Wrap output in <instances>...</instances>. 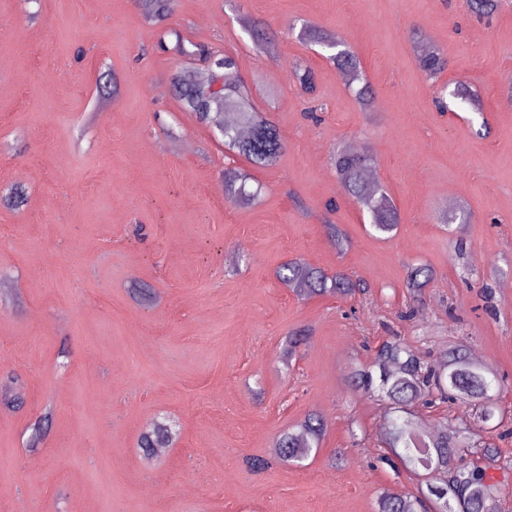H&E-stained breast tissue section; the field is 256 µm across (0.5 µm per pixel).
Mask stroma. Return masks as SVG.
Masks as SVG:
<instances>
[{
	"instance_id": "obj_1",
	"label": "stroma",
	"mask_w": 512,
	"mask_h": 512,
	"mask_svg": "<svg viewBox=\"0 0 512 512\" xmlns=\"http://www.w3.org/2000/svg\"><path fill=\"white\" fill-rule=\"evenodd\" d=\"M257 21L273 53L251 39ZM305 22L356 51L370 108ZM179 35L237 57L282 135L274 165L227 153L181 108L173 76L209 69L175 52ZM420 42L448 59L438 79L416 64ZM510 73L512 0L483 18L460 0H174L160 24L142 0H0V396L20 397L0 405V512H376L382 489L414 491L378 460L384 402L349 376L391 340L436 367L461 340L512 380ZM447 85L479 111L440 112ZM341 146L373 152L392 235L340 188ZM229 169L261 196L229 200ZM289 259L367 290L299 298L275 275ZM414 264L433 272L419 295ZM312 412L327 426L317 455L249 470ZM163 416L177 437L144 459L138 438ZM500 424L512 391L467 440L496 444L487 471L512 487Z\"/></svg>"
}]
</instances>
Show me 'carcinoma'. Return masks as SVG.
I'll use <instances>...</instances> for the list:
<instances>
[{"label":"carcinoma","mask_w":512,"mask_h":512,"mask_svg":"<svg viewBox=\"0 0 512 512\" xmlns=\"http://www.w3.org/2000/svg\"><path fill=\"white\" fill-rule=\"evenodd\" d=\"M149 20L162 21L170 13L172 0H145ZM306 36L327 51L329 59L348 84L363 79L360 58L344 43L321 33L305 29ZM176 51L185 56H200L213 75L216 86L199 78L195 71L184 69L173 77L181 108L194 113L205 126L220 134L224 148L245 157L251 164L264 167L272 165L283 150V140L278 127L251 105L249 88L240 76L238 59L220 50H210L197 44L188 46L177 38ZM419 68L435 78L448 66L444 53L431 46H422L416 55ZM374 162L368 150L354 151L341 148L336 153V177L344 192L365 210L371 219V228L383 234L392 233L398 225V214L391 199L380 185L367 181L366 172ZM246 176L229 171L224 180V192L230 198L245 197ZM277 278L299 297L335 293L352 296L360 283L349 273L338 270L330 275L296 259L283 263ZM431 280V270L424 266L412 267L406 278V288L420 293ZM491 371L472 361L460 347L448 351V359L441 367L425 364L406 346L390 342L379 349L376 363L352 373V383L368 392H376L390 404L384 418L387 444L414 475L435 474L434 493L417 489L405 493L385 489L377 496L376 512H428V505L439 512H452L450 500H455L459 512H494L495 493L501 490L486 468L466 464L453 473L446 471L448 455H471L478 451L492 457L494 449L477 450L460 445L458 431L450 425L436 433H426L415 416L413 407H435L475 404L482 412L494 417L497 402L491 395L492 386L497 390L508 387L503 379L493 380ZM324 424L316 414L308 415L297 430L279 437L277 452L272 457L249 458L251 470L261 473L273 466L302 461L320 447ZM175 421L166 417L156 420L140 437L139 448L144 457H152L159 448L168 447L176 436Z\"/></svg>","instance_id":"obj_1"}]
</instances>
